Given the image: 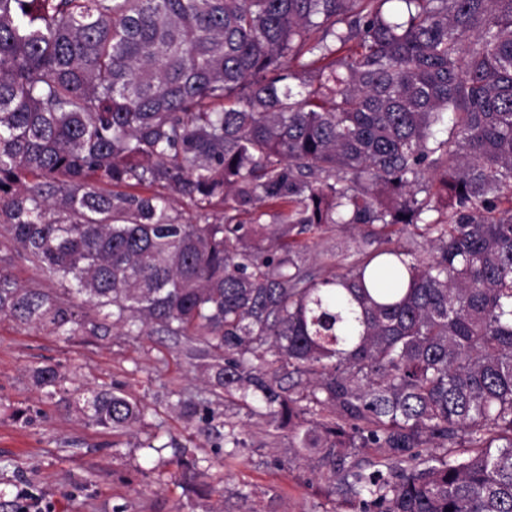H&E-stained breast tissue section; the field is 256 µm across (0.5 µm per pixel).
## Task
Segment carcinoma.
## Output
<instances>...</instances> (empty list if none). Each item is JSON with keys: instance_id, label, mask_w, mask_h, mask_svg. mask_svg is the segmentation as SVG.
Masks as SVG:
<instances>
[{"instance_id": "cac0c4a2", "label": "carcinoma", "mask_w": 512, "mask_h": 512, "mask_svg": "<svg viewBox=\"0 0 512 512\" xmlns=\"http://www.w3.org/2000/svg\"><path fill=\"white\" fill-rule=\"evenodd\" d=\"M390 2L0 0V234L69 283L0 267V317L185 344L354 512H512V0ZM336 230L353 262L308 264Z\"/></svg>"}]
</instances>
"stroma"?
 <instances>
[{"label": "stroma", "instance_id": "35a3bbf8", "mask_svg": "<svg viewBox=\"0 0 512 512\" xmlns=\"http://www.w3.org/2000/svg\"><path fill=\"white\" fill-rule=\"evenodd\" d=\"M0 265L20 284L61 288L3 236ZM45 363L59 366L73 395L123 389L144 405L140 422L119 432L88 424L35 386L30 370ZM208 395L197 361L167 337L115 330L105 340L68 339L0 319V512H346L342 497L321 493L323 478L290 448L287 432L229 397L216 404V425L243 432L247 446L232 456L217 451L174 407L177 398ZM19 408L30 409L31 423L15 420ZM184 452L208 466L212 497L186 492L175 465Z\"/></svg>", "mask_w": 512, "mask_h": 512}]
</instances>
